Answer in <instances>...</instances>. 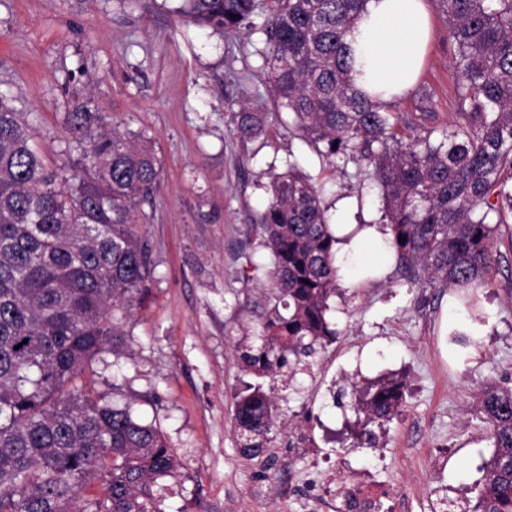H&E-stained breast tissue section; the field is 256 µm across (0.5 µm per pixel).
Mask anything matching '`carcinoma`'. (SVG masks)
<instances>
[{"label":"carcinoma","instance_id":"1","mask_svg":"<svg viewBox=\"0 0 512 512\" xmlns=\"http://www.w3.org/2000/svg\"><path fill=\"white\" fill-rule=\"evenodd\" d=\"M365 0H268V81L276 111L330 165L372 169L399 265L432 288L479 287L496 238L512 219V0H441L454 45L460 111L446 127L400 125L394 101L356 86L346 37ZM256 0H186L184 15L222 32L251 23ZM0 89V512H163L180 462L165 437L92 395L86 366L116 335L152 277L141 205L161 172L145 131L117 132L87 102L64 113L77 158L50 170L27 113ZM262 112L241 110L250 138ZM273 257L274 305L263 345L243 347L246 368L285 377L289 356L308 357L337 335L326 318L336 293V238L321 188L293 167L274 176L256 218ZM403 385L379 382L357 403L366 423L398 413ZM494 453L469 512H512V389L481 392ZM277 398L260 384L236 402L240 452L264 456ZM92 480L100 492L71 510Z\"/></svg>","mask_w":512,"mask_h":512}]
</instances>
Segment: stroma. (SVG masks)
I'll use <instances>...</instances> for the list:
<instances>
[{"mask_svg":"<svg viewBox=\"0 0 512 512\" xmlns=\"http://www.w3.org/2000/svg\"><path fill=\"white\" fill-rule=\"evenodd\" d=\"M433 33L417 87L397 97L401 122L427 129L457 110L453 47L439 0H425ZM183 0H0V86L11 89L51 169L73 140L65 112L90 102L119 131L146 130L162 185L144 206L155 271L144 299L116 320L117 335L84 377L99 396L131 402L181 466L164 512H279L278 468L242 457L235 403L257 378L238 362L274 300L271 259L253 219L271 175L296 166L321 186L331 221L380 224L379 190L355 163H326L273 109L266 12L216 33L185 21ZM266 113L241 137L242 107ZM512 244L502 243L485 284L436 289L392 266L355 287L338 283L327 318L336 336L301 358L278 395L269 450L291 458L296 438L334 461L347 487L380 486L381 512H434L441 493L472 500L494 448L479 391L512 388ZM468 296L490 312L472 341L454 324ZM401 381L389 421L354 410L371 385ZM263 483L268 496L254 501Z\"/></svg>","mask_w":512,"mask_h":512,"instance_id":"35a3bbf8","label":"stroma"}]
</instances>
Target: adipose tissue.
Masks as SVG:
<instances>
[{"mask_svg":"<svg viewBox=\"0 0 512 512\" xmlns=\"http://www.w3.org/2000/svg\"><path fill=\"white\" fill-rule=\"evenodd\" d=\"M431 31L423 0H366L347 36L354 49L357 88L386 100L408 91L420 73ZM331 231L338 239L335 265L347 282L357 286L368 274H385L394 258L389 229L370 224L356 233L339 222Z\"/></svg>","mask_w":512,"mask_h":512,"instance_id":"ef3b65f1","label":"adipose tissue"}]
</instances>
